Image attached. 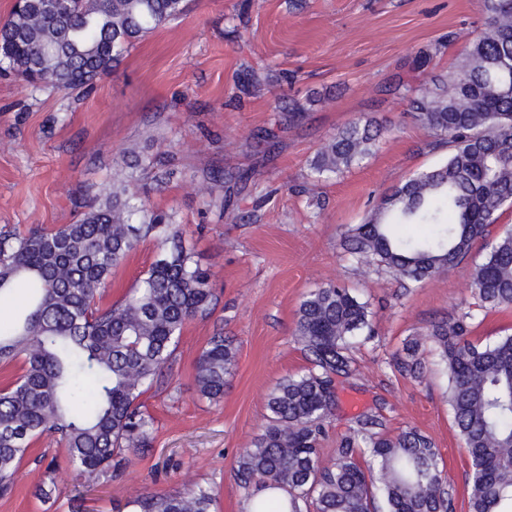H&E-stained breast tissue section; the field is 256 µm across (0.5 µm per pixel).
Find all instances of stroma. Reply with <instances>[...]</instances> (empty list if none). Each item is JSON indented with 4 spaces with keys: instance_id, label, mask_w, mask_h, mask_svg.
I'll list each match as a JSON object with an SVG mask.
<instances>
[{
    "instance_id": "obj_1",
    "label": "stroma",
    "mask_w": 512,
    "mask_h": 512,
    "mask_svg": "<svg viewBox=\"0 0 512 512\" xmlns=\"http://www.w3.org/2000/svg\"><path fill=\"white\" fill-rule=\"evenodd\" d=\"M483 23L482 0H188L180 18L90 91H34L0 78V232L73 223L78 193L98 195L127 149L170 151L184 176L152 187L149 203L176 213L216 299L208 317L185 326L167 386L143 397L155 420L152 449L87 493L83 512H113L137 491L196 486L214 489L219 512H243L245 494L233 478L238 452L264 425L271 388L304 370L292 340L296 310L309 289L330 282L368 301L377 338L354 352L356 375L338 386L325 455H333L351 418L381 412L390 433L412 426L433 440L455 512H467L470 463L452 425L447 378L432 361L422 379L405 378L392 360L406 336L474 307L472 273L486 250L476 244L447 274L406 289L381 269L358 279L342 237L386 192L447 157L393 88L423 51L433 55L432 72L453 70ZM248 65L293 79L242 98L237 78ZM276 95L316 103L296 126L278 130L264 158L255 136L271 127ZM356 119L388 124L372 155L336 179L312 181L319 144ZM257 164L260 187L227 211L207 205L200 190L206 173ZM157 253L154 238L141 239L100 303L122 299ZM217 334L233 337L239 355L215 404L199 398L194 375L199 352ZM48 478L52 495L43 502L34 491ZM76 485L57 436H42L12 493L0 496V512H72Z\"/></svg>"
}]
</instances>
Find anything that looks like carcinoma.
<instances>
[{
	"label": "carcinoma",
	"mask_w": 512,
	"mask_h": 512,
	"mask_svg": "<svg viewBox=\"0 0 512 512\" xmlns=\"http://www.w3.org/2000/svg\"><path fill=\"white\" fill-rule=\"evenodd\" d=\"M483 30L455 71L418 88L401 85L413 118L448 146L446 160L392 188L364 223L344 233L355 270L383 268L408 288L467 258L486 240L498 212L512 205V0H483ZM185 9V0H28L0 22V71L34 88L75 90L112 72L149 33ZM273 70L247 68L240 90L271 85ZM311 102L274 98L293 125ZM375 120L348 123L326 138L310 163L316 179L336 177L368 157L380 135ZM112 169L109 188L72 224L25 235L0 233V302L29 289L25 311L0 326V363L23 372L0 388V494L11 492L34 441L56 434L80 483L77 496L112 481L132 456L147 452L154 419L143 396L162 384L185 325L212 312L209 275L186 247L176 216L151 208L140 185L181 177L172 157L140 154ZM261 173L210 172L203 188L229 205L231 182ZM154 237L156 259L121 300L97 303L139 240ZM471 288L479 309L512 307V228L486 244ZM474 315L431 323L405 340L393 368L419 380L426 351L448 378L454 428L467 451L468 512H512V334L470 339ZM368 302L327 283L299 304L293 341L307 369L279 380L268 395L266 423L240 449L234 479L252 512H452L442 457L414 427L391 435L384 417L350 421L336 452L321 441L339 407L336 383L355 373L350 351L375 339ZM237 361L235 341L212 336L195 363L200 398H224ZM282 493L283 498L276 497ZM124 512H217L208 487L136 493Z\"/></svg>",
	"instance_id": "obj_1"
}]
</instances>
